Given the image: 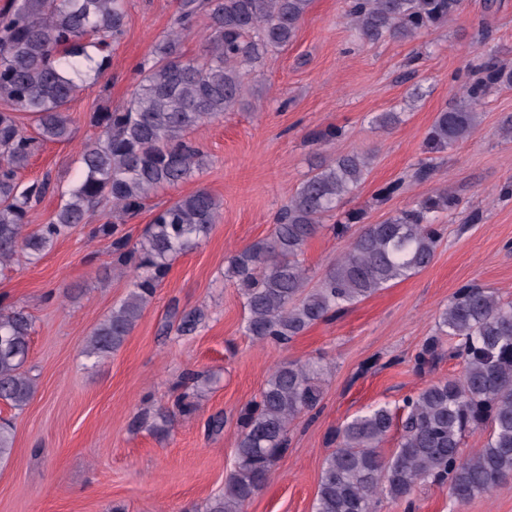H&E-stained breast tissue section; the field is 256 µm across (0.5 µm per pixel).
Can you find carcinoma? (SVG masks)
I'll return each instance as SVG.
<instances>
[{
    "label": "carcinoma",
    "instance_id": "cac0c4a2",
    "mask_svg": "<svg viewBox=\"0 0 512 512\" xmlns=\"http://www.w3.org/2000/svg\"><path fill=\"white\" fill-rule=\"evenodd\" d=\"M312 0H179L174 28L139 66V80L121 107L94 112L96 137L84 144L81 176L46 224L26 231L31 203L46 184L22 185L18 174L45 142L72 137L68 104L79 89L86 48L101 56L94 79L105 74L112 45L126 23V0H10L0 9V272L22 253L40 259L79 224H90L107 204L112 218L92 237L112 239L109 268L131 265L132 289L91 332L89 358L118 351L166 278L171 260L197 247L220 215L219 201L201 189L160 207L142 238L122 234L119 222L137 214L152 193L192 177L203 153L185 134L240 107L244 72L268 53L288 45ZM459 0H349L347 16L369 41L408 40L440 27ZM208 19L204 55L183 57L181 41L198 17ZM484 77L465 89L453 107L438 112L428 132L429 152L440 153L468 138L479 125L475 104L496 85L512 84V70L489 62ZM31 116L37 136L19 124L15 112ZM366 154L318 162L279 211L269 236L229 258L224 278L243 300L245 334L258 342L287 344L311 326L345 311L390 284L408 278L434 260L441 229L435 216L453 210L457 199L437 188L408 209L379 224L352 227L362 213L347 211L326 225L338 203L364 180ZM351 237L346 251L309 286L302 262L308 243L324 230ZM438 335L417 355L422 371L441 355V337L455 343L448 356L463 365L461 375L432 382L392 407L378 404L336 428L333 451L323 464L313 512H376L380 498L411 501L421 481L448 483L459 504L491 492L512 477V301L476 284L458 288L437 319ZM32 322L21 309L0 303V401L25 407L35 381L25 370ZM326 366L289 361L276 367L258 398L238 418L235 461L224 491L205 512H243L269 480L288 446L290 426L318 407ZM202 375L187 373L185 392L158 413L156 430L167 431L193 408L191 391ZM400 438L390 455L381 444L395 423ZM488 428L482 448L462 451L467 433ZM11 422L0 423V461L11 454Z\"/></svg>",
    "mask_w": 512,
    "mask_h": 512
}]
</instances>
